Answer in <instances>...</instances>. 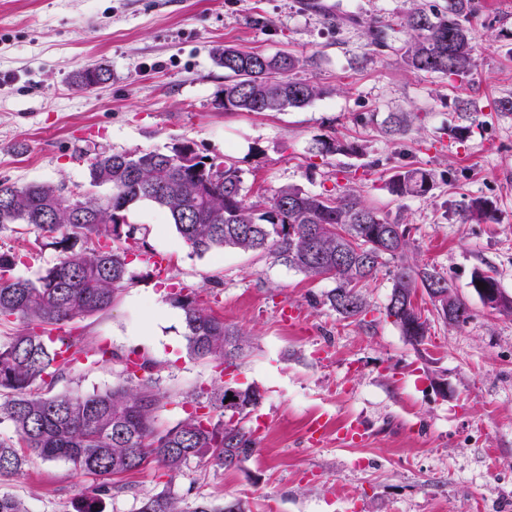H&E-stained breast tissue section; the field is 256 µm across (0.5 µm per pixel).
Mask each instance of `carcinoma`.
Returning <instances> with one entry per match:
<instances>
[{"label": "carcinoma", "instance_id": "carcinoma-1", "mask_svg": "<svg viewBox=\"0 0 512 512\" xmlns=\"http://www.w3.org/2000/svg\"><path fill=\"white\" fill-rule=\"evenodd\" d=\"M475 0H446L442 8L415 7L407 15L409 39L401 47L412 70L464 79L477 67L472 19ZM391 27L367 23V45L389 48ZM214 55L224 67V88L215 99L229 113L284 112L301 109L326 90L295 77L301 60L291 53L268 55L233 46ZM87 87L106 81V70L92 67L77 75ZM410 115L391 112L380 122L390 138L404 134ZM359 146L335 135L313 140L309 152L321 157L359 153ZM90 186L107 187L97 195L66 183L19 185L0 180V234L25 224L37 232L35 243L50 245L56 261L34 278L15 273L19 255L0 249V325L19 330L0 342V425L13 431L0 437V474H19L34 458L62 461L97 483L82 498L79 512H104L103 497L116 480L151 461L168 480L139 499L137 512H185L176 480L192 460L207 459L227 469L258 452L259 439L235 415L258 409L263 395L255 387L236 388L239 402L226 403L232 383H213L206 396L190 401L187 416L172 427L158 423L165 396L153 377V363L140 357L139 371L123 359L120 382L93 393L56 392L81 362L61 359L47 334L61 331L58 345L82 351L83 338L72 324L106 312L133 281L131 265L150 264L145 233L126 221L142 203L161 210L190 252L199 257L224 249L267 252L276 261L311 281L328 280L334 288L322 304L345 319L366 313L360 288L379 269L394 264L392 292L385 316L413 344L424 342L427 323L412 297L423 289L448 317V280L434 269L404 261L409 228L381 216L360 195L335 185L319 194L285 185L249 202L243 171L230 158L199 153L190 144L168 152L98 154L89 168ZM385 188L396 197L425 198L435 189L432 171L421 167L394 172ZM171 304L183 313L188 353L218 369L237 366L248 345L244 333L198 300L195 289L170 292ZM0 512H27L16 496L0 493ZM190 512H248L240 499L195 502Z\"/></svg>", "mask_w": 512, "mask_h": 512}]
</instances>
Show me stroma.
Here are the masks:
<instances>
[{
    "instance_id": "obj_1",
    "label": "stroma",
    "mask_w": 512,
    "mask_h": 512,
    "mask_svg": "<svg viewBox=\"0 0 512 512\" xmlns=\"http://www.w3.org/2000/svg\"><path fill=\"white\" fill-rule=\"evenodd\" d=\"M323 0L359 22L336 27L301 0H0V180L66 182L89 187V159L101 152H166L178 143L228 155L243 171L248 199L295 185L319 193L344 184L381 215L410 229L409 262L444 275L470 310L462 324L442 319L426 293L414 303L427 321L423 344H411L384 308L392 268L362 289L367 312L342 319L319 299L330 289L267 254L227 249L196 256L156 207L129 212L146 228L162 273L135 265V278L111 311L78 323L85 344L117 354L138 350L154 364L167 403L158 419L170 427L187 402L208 390L212 364L188 355L182 316L172 315L168 283L198 292L200 303L244 332L249 347L233 382L264 396L247 418L258 453L223 469L193 460L178 485L186 504L238 498L250 512H512V313L486 307L472 289L475 272L497 277L512 297V113L495 108L512 95V0H477V69L461 81L406 68L396 46L408 38L403 17L414 2ZM393 27L394 50L368 47L362 24ZM305 59L300 79L326 88L301 109L229 114L217 109L224 70L219 45ZM88 65L107 68V82L78 86ZM475 107L469 137L449 140L459 99ZM409 112L400 138L384 137L370 115ZM335 135L362 145L359 155L312 156L313 139ZM432 170L427 198H398L384 184L400 168ZM494 220L464 215L473 202ZM33 230L0 234V247L33 248ZM18 274L36 278L57 259L52 247ZM302 316L289 324L283 306ZM119 362L82 369L58 391L90 393L117 383ZM328 416L323 444L310 445V422ZM359 421L363 442H342L338 429ZM92 476L63 462L33 460L19 475L0 476V492L28 512H78ZM156 464L126 476L104 512H135L140 497L162 489Z\"/></svg>"
}]
</instances>
